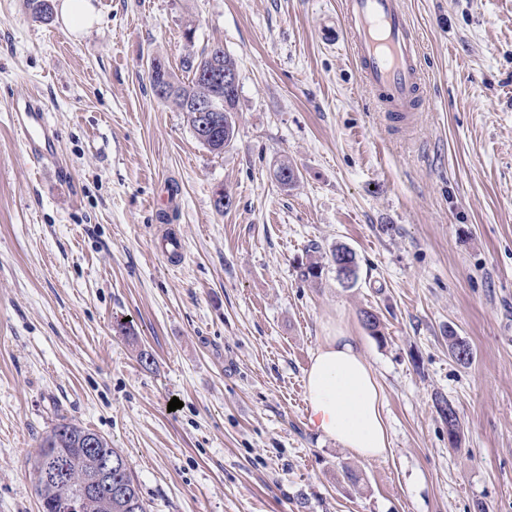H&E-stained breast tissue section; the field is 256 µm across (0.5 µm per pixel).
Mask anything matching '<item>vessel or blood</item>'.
<instances>
[{
	"instance_id": "b4317fda",
	"label": "vessel or blood",
	"mask_w": 512,
	"mask_h": 512,
	"mask_svg": "<svg viewBox=\"0 0 512 512\" xmlns=\"http://www.w3.org/2000/svg\"><path fill=\"white\" fill-rule=\"evenodd\" d=\"M341 12L363 85L380 111L411 120L421 92V47L403 0H341ZM12 120L27 154L42 158L51 145L43 109L33 99H18Z\"/></svg>"
}]
</instances>
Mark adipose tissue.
I'll use <instances>...</instances> for the list:
<instances>
[{"label": "adipose tissue", "instance_id": "ef3b65f1", "mask_svg": "<svg viewBox=\"0 0 512 512\" xmlns=\"http://www.w3.org/2000/svg\"><path fill=\"white\" fill-rule=\"evenodd\" d=\"M308 424L324 438L365 460L391 447L384 396L357 337H323L304 376Z\"/></svg>", "mask_w": 512, "mask_h": 512}]
</instances>
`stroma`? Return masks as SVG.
I'll return each instance as SVG.
<instances>
[{
  "label": "stroma",
  "mask_w": 512,
  "mask_h": 512,
  "mask_svg": "<svg viewBox=\"0 0 512 512\" xmlns=\"http://www.w3.org/2000/svg\"><path fill=\"white\" fill-rule=\"evenodd\" d=\"M92 2L77 36L0 0V512H41L32 458L63 416L123 450L150 512H512V0H404L411 128L373 112L340 0ZM217 44L239 70L218 154L149 73ZM22 97L51 158L22 148ZM339 244L354 285L328 261L301 278ZM338 327L383 387L384 459L308 425L304 373ZM12 120L27 154L34 159L42 158L52 139L43 109L31 98L17 99L12 107Z\"/></svg>",
  "instance_id": "1"
}]
</instances>
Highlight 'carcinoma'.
Masks as SVG:
<instances>
[{
	"label": "carcinoma",
	"instance_id": "1",
	"mask_svg": "<svg viewBox=\"0 0 512 512\" xmlns=\"http://www.w3.org/2000/svg\"><path fill=\"white\" fill-rule=\"evenodd\" d=\"M234 65L235 59L226 54L223 47L216 45L197 58L184 60L185 72L191 74L185 82L167 68L162 71V77L168 79L171 88L166 102L185 114L195 138L214 153L222 152L234 136L238 101L236 95L224 98V88L214 82V69L222 70ZM198 98L212 100L217 109L214 113V125L206 131L201 130V119L193 108V101ZM226 104L230 107L228 112L224 111ZM88 433L89 429L62 417L41 437L32 467L36 469L49 466L63 458L68 469L67 481L38 492L44 512H57L53 503L67 498L75 484L91 468L96 450L84 447L83 440ZM103 448L112 451V459L124 463V466L112 469V489L103 488L88 497L84 503V512H147L146 503L140 496L139 487L123 451L112 447L106 440L103 441Z\"/></svg>",
	"mask_w": 512,
	"mask_h": 512
}]
</instances>
